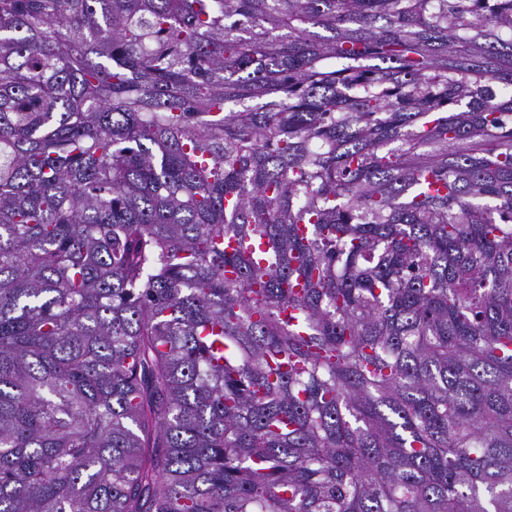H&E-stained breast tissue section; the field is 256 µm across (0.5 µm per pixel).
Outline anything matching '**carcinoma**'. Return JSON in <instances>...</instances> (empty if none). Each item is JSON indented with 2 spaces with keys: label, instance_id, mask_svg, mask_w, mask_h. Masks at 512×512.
<instances>
[{
  "label": "carcinoma",
  "instance_id": "obj_1",
  "mask_svg": "<svg viewBox=\"0 0 512 512\" xmlns=\"http://www.w3.org/2000/svg\"><path fill=\"white\" fill-rule=\"evenodd\" d=\"M0 512H512V0H0Z\"/></svg>",
  "mask_w": 512,
  "mask_h": 512
}]
</instances>
